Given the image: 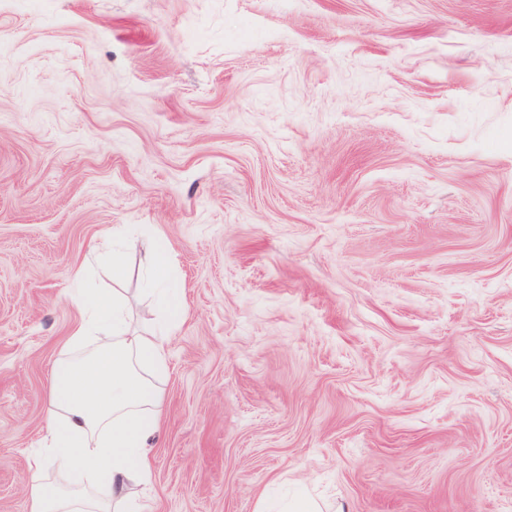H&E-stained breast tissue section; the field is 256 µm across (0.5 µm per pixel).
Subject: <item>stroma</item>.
Listing matches in <instances>:
<instances>
[{
    "label": "stroma",
    "instance_id": "stroma-1",
    "mask_svg": "<svg viewBox=\"0 0 512 512\" xmlns=\"http://www.w3.org/2000/svg\"><path fill=\"white\" fill-rule=\"evenodd\" d=\"M122 225L153 512H512V0H0V512ZM260 504L259 512H322L316 502L303 495H299L293 501L283 499L274 508L267 507L264 502Z\"/></svg>",
    "mask_w": 512,
    "mask_h": 512
}]
</instances>
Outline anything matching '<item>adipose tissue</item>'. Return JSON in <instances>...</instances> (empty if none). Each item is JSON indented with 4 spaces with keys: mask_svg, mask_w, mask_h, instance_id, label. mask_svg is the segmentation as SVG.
<instances>
[{
    "mask_svg": "<svg viewBox=\"0 0 512 512\" xmlns=\"http://www.w3.org/2000/svg\"><path fill=\"white\" fill-rule=\"evenodd\" d=\"M161 327L131 323L116 285L127 275L121 250L98 264L112 288L88 291L75 274L71 301L80 311L49 385L44 453L27 479L28 512H147L139 489L150 477L144 448L163 405L156 379L167 367V337L184 316L179 289L169 287L170 251L159 239L142 257ZM69 485H61V478Z\"/></svg>",
    "mask_w": 512,
    "mask_h": 512,
    "instance_id": "adipose-tissue-1",
    "label": "adipose tissue"
}]
</instances>
